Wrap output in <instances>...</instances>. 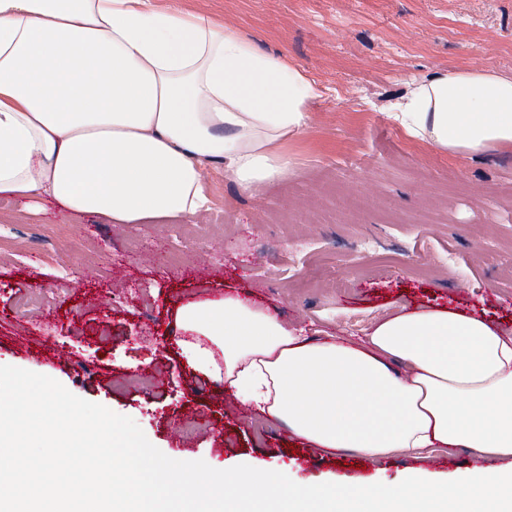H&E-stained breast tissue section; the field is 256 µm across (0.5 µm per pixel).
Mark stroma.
Here are the masks:
<instances>
[{
	"instance_id": "stroma-1",
	"label": "stroma",
	"mask_w": 512,
	"mask_h": 512,
	"mask_svg": "<svg viewBox=\"0 0 512 512\" xmlns=\"http://www.w3.org/2000/svg\"><path fill=\"white\" fill-rule=\"evenodd\" d=\"M239 31L322 89L289 138L278 181L241 192L203 170L210 208L190 220L109 224L54 203L0 199V390L46 384L87 421H112L162 457L219 471L249 459L297 484L447 482L478 466L466 448L374 465L297 445L258 425L178 346V308L232 293L319 338L361 335L421 304L512 329V148L453 155L387 118L414 82L449 70L512 77V0H156ZM377 256L363 258L358 241ZM45 297L29 316L19 298ZM191 415L192 437L176 421Z\"/></svg>"
}]
</instances>
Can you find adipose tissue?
<instances>
[{"mask_svg": "<svg viewBox=\"0 0 512 512\" xmlns=\"http://www.w3.org/2000/svg\"><path fill=\"white\" fill-rule=\"evenodd\" d=\"M320 96L302 68L207 16L152 0H0V198L112 224L192 219L210 205L206 164L246 192L287 175L284 145ZM387 117L452 154L509 149L512 78L443 72ZM177 325L189 366L308 447L372 464L468 448L483 464L445 484L207 474L22 381L0 400V512H512V330L418 306L354 340H315L234 294L181 305Z\"/></svg>", "mask_w": 512, "mask_h": 512, "instance_id": "obj_1", "label": "adipose tissue"}]
</instances>
